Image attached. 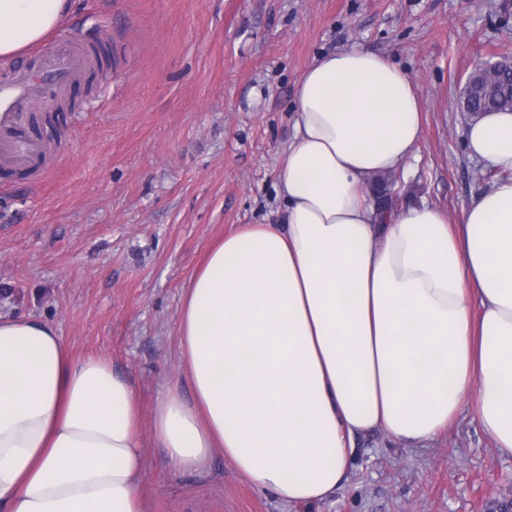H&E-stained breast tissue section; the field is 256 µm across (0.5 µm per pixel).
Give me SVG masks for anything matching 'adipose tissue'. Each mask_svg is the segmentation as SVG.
<instances>
[{
  "mask_svg": "<svg viewBox=\"0 0 512 512\" xmlns=\"http://www.w3.org/2000/svg\"><path fill=\"white\" fill-rule=\"evenodd\" d=\"M71 0H0V60L43 42ZM279 172L283 217L243 224L184 290L183 378L151 419L180 473L224 454L287 503L335 495L356 438L425 445L460 418L512 454V111L465 133L503 171L450 223L426 203L377 208V177L422 133L416 85L353 46L296 86ZM134 383L74 357L53 325L0 318V512H145Z\"/></svg>",
  "mask_w": 512,
  "mask_h": 512,
  "instance_id": "obj_1",
  "label": "adipose tissue"
}]
</instances>
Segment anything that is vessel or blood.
Wrapping results in <instances>:
<instances>
[{"label": "vessel or blood", "mask_w": 512, "mask_h": 512, "mask_svg": "<svg viewBox=\"0 0 512 512\" xmlns=\"http://www.w3.org/2000/svg\"><path fill=\"white\" fill-rule=\"evenodd\" d=\"M97 66L92 50L76 39L52 42L41 51L37 66L0 78V169L47 174L53 167L46 145L23 123L47 99Z\"/></svg>", "instance_id": "1"}]
</instances>
